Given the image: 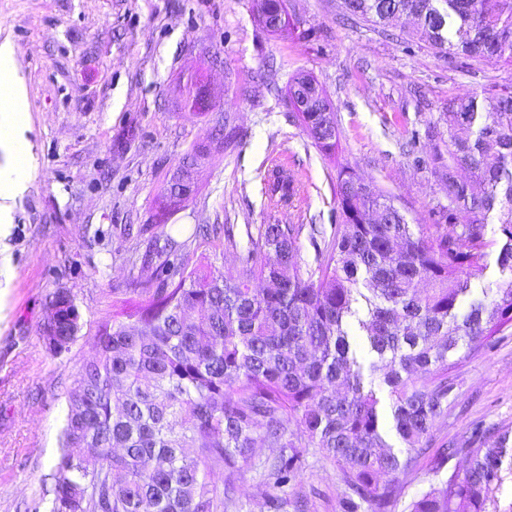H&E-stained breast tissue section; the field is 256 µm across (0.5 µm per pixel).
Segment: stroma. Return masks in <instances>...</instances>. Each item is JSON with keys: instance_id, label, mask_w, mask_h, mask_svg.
<instances>
[{"instance_id": "stroma-1", "label": "stroma", "mask_w": 512, "mask_h": 512, "mask_svg": "<svg viewBox=\"0 0 512 512\" xmlns=\"http://www.w3.org/2000/svg\"><path fill=\"white\" fill-rule=\"evenodd\" d=\"M286 5L284 38L261 27L254 0H0V40L19 48L36 167L0 235V512H26L51 488L66 392L96 354L112 288L146 275L154 239L191 241L196 225L229 224L243 243L260 224H334L341 163L395 196L410 222L435 223L448 192L428 164L433 141L406 151L410 131L436 121L448 97L512 81V70L472 74L416 39L347 21L343 0ZM299 72L333 102L338 163L317 151L288 104ZM201 143L210 154L191 196L166 210L171 177ZM277 164L295 180L288 206L265 192ZM191 243L190 260L212 252ZM58 289L73 296L82 330L55 356L40 329ZM456 392L391 512H407L427 489L442 445L477 427L493 437L512 430V328L458 370ZM274 454L256 447L226 512H342L345 487L319 457H306L293 485L266 486Z\"/></svg>"}]
</instances>
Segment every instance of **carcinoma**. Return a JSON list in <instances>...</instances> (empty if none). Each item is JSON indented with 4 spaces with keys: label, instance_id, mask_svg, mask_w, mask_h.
<instances>
[{
    "label": "carcinoma",
    "instance_id": "obj_1",
    "mask_svg": "<svg viewBox=\"0 0 512 512\" xmlns=\"http://www.w3.org/2000/svg\"><path fill=\"white\" fill-rule=\"evenodd\" d=\"M344 4L381 26L405 17L413 36L450 59L512 70V0ZM294 81L310 104L301 124L324 157H336L335 113L318 106L308 75ZM422 133L436 141L430 165L448 190L437 223H409L392 197L344 165L336 224L315 267L296 263L304 225L276 223L246 230L244 249L224 228L234 266L207 255L192 265L188 247L218 234L198 224L184 242L167 241L139 287L112 289L96 356L67 391L52 498L33 512H224L239 463L259 441L279 449L266 485L296 482L311 452L338 470L344 512H390L399 475L414 469L455 399L457 371L512 327V87L448 98L407 145ZM264 182L270 199L292 202L283 170ZM495 247V287L472 299L471 279ZM50 305L42 337L58 356L76 342L80 314L65 290ZM388 419L406 452L386 442ZM511 442L506 430L487 447L475 432L462 448L465 469L445 476L434 467L409 512H486Z\"/></svg>",
    "mask_w": 512,
    "mask_h": 512
}]
</instances>
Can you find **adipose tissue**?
I'll return each instance as SVG.
<instances>
[{
	"label": "adipose tissue",
	"mask_w": 512,
	"mask_h": 512,
	"mask_svg": "<svg viewBox=\"0 0 512 512\" xmlns=\"http://www.w3.org/2000/svg\"><path fill=\"white\" fill-rule=\"evenodd\" d=\"M17 49L10 41L0 42V149L11 160L0 165V224L13 221V201L33 177L28 93L16 66Z\"/></svg>",
	"instance_id": "adipose-tissue-1"
}]
</instances>
